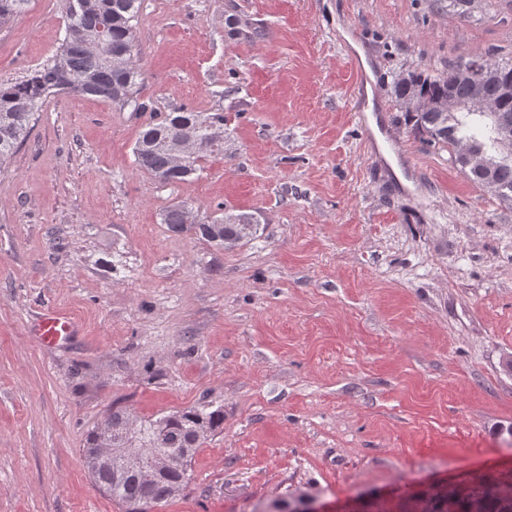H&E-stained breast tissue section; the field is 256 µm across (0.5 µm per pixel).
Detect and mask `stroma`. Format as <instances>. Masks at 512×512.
Returning <instances> with one entry per match:
<instances>
[{"instance_id":"1","label":"stroma","mask_w":512,"mask_h":512,"mask_svg":"<svg viewBox=\"0 0 512 512\" xmlns=\"http://www.w3.org/2000/svg\"><path fill=\"white\" fill-rule=\"evenodd\" d=\"M64 0L0 27V82L56 55ZM512 61V0H142L136 112L48 98L0 169V512H123L82 448L108 407L224 424L151 512H415L512 480V202L415 133L399 74ZM224 115L165 184L150 111ZM253 215L218 248L162 224ZM71 315L42 342L45 311ZM38 335L44 342H57L75 332V322L67 315L56 311H47L39 324Z\"/></svg>"}]
</instances>
